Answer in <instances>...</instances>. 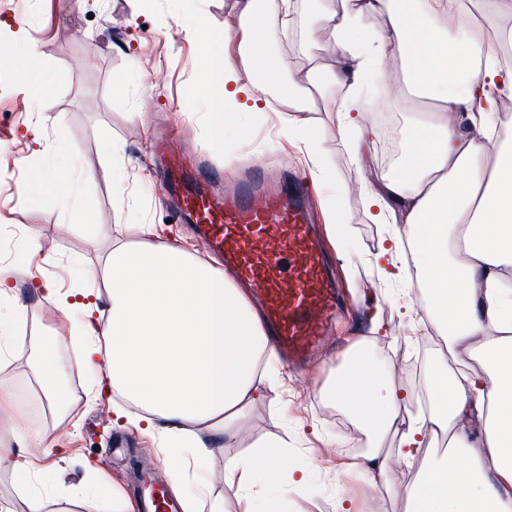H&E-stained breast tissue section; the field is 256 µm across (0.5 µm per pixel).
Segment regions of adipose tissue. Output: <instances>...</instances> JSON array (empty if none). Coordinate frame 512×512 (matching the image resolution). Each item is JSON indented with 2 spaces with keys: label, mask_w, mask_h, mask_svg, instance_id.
Returning <instances> with one entry per match:
<instances>
[{
  "label": "adipose tissue",
  "mask_w": 512,
  "mask_h": 512,
  "mask_svg": "<svg viewBox=\"0 0 512 512\" xmlns=\"http://www.w3.org/2000/svg\"><path fill=\"white\" fill-rule=\"evenodd\" d=\"M291 0H235L236 26L211 52L207 84L216 101L261 99L239 82L249 69L279 83L287 59L270 53L271 19L287 22ZM383 14L384 26L362 30L363 15ZM512 0H342L328 12L330 36L344 61L340 71L311 69L293 90L353 84L388 60L402 61L406 82L432 110L410 121L397 173L378 174L366 191L380 217L401 227L378 261L394 264L412 253L423 312L450 349L475 356L477 368L459 375L434 367L431 403L411 413L407 391L389 384L369 362L333 378L329 395L374 434L401 428L397 456L412 475L396 481L405 512H512V136L501 137L499 97L512 93ZM460 47L448 48L449 38ZM113 241L104 257L107 316L98 302L62 307L81 313L90 353L105 352L103 374L144 412L172 455L189 452L194 466L211 455L208 438L224 441V483L242 512H272L307 471L283 469L286 439L258 443L249 454L234 443L246 412L271 380L268 329L260 313L216 266L180 246ZM53 409L67 397L65 368L52 348L34 365ZM0 394V416L12 415L13 448H0V470L21 483L39 473L40 453L28 448L32 429ZM449 436L458 459L425 467L417 460L437 433Z\"/></svg>",
  "instance_id": "obj_1"
}]
</instances>
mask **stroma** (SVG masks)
<instances>
[{
  "label": "stroma",
  "instance_id": "obj_1",
  "mask_svg": "<svg viewBox=\"0 0 512 512\" xmlns=\"http://www.w3.org/2000/svg\"><path fill=\"white\" fill-rule=\"evenodd\" d=\"M326 9L325 0H297L291 32L296 50L283 80L266 90L268 107L228 117L224 148L213 151L207 146L208 115L218 105L205 86L206 59L196 40L169 39L164 30L202 19L223 35L225 22L234 18L233 0H152L148 6L140 0H0V227L35 232L52 256L47 263L34 257L13 273L16 295L27 307V332L19 350L0 358V389L13 393L19 413L32 428L50 431L65 455L27 489L0 474V496L10 499L16 512H26L27 491L48 498L86 482L95 469L136 498L137 466L144 462L155 470L160 489L178 490L180 501L220 497L226 512H238L224 484L223 440L212 441L206 467L170 460L161 434L144 433L135 420L116 416L117 395H95L105 356L88 361L78 321L64 319L40 292L46 280L57 288L58 303L78 301L111 240L127 236L132 224L154 225L159 239L205 257L190 222L174 221L175 203L160 184L161 162L150 144L166 129L182 133L203 164L223 166L229 179L247 161L270 169L287 165L309 183L320 224L334 220L341 226L335 237L323 239L345 295L333 332L306 370L294 372L276 362L280 382L264 389L249 409L238 447L287 437L288 465L310 474L304 486L289 490L288 512H336L344 500L358 507L367 493L382 502L384 512H403L401 496L383 477L360 467L373 446L395 452L398 432L374 436L346 406L327 398L326 381L357 359L376 364L386 381L398 386L415 365L426 373L444 361L456 374L476 361L450 356L442 345L425 352L412 274L389 277L374 263L392 227L378 219L356 186L366 169L395 173L402 152L384 155L369 136L355 154L337 133L333 103L344 94L364 106L361 125L389 113L398 130H405L410 113L403 92L384 94L381 77L373 75L351 89L310 90L307 115L317 125V153L282 133L285 109L278 100L288 93L290 80L314 65L342 66L338 48L319 29ZM89 39L96 46L87 56L83 46ZM79 55L84 64L77 69L71 61ZM32 58L45 87L36 99L20 83ZM31 128L39 130L40 142L28 138ZM35 161L46 167L50 183L44 194L28 196V166ZM72 180L87 210L79 219L55 200ZM47 339L56 341L66 366L70 401L61 419L49 412L27 365Z\"/></svg>",
  "mask_w": 512,
  "mask_h": 512
}]
</instances>
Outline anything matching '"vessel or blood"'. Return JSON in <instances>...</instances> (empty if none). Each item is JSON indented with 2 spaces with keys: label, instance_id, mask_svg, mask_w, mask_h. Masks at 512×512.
<instances>
[{
  "label": "vessel or blood",
  "instance_id": "obj_1",
  "mask_svg": "<svg viewBox=\"0 0 512 512\" xmlns=\"http://www.w3.org/2000/svg\"><path fill=\"white\" fill-rule=\"evenodd\" d=\"M158 150L178 210L223 254L225 267L257 288L277 349L289 365H303L328 331L336 297L301 186L288 172L274 178L255 169L221 196L216 192L221 172L201 167L188 146L164 139ZM143 483L148 512H179L152 476Z\"/></svg>",
  "mask_w": 512,
  "mask_h": 512
}]
</instances>
